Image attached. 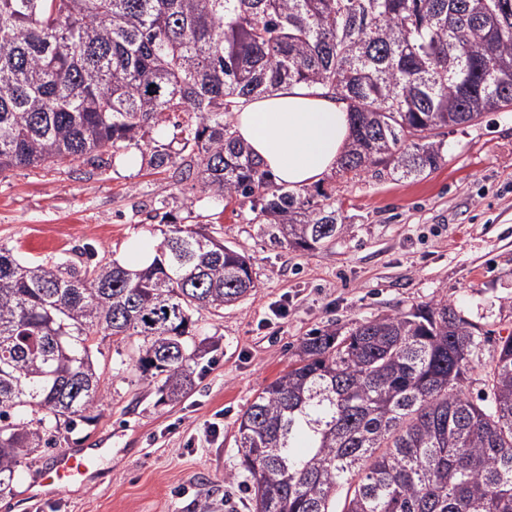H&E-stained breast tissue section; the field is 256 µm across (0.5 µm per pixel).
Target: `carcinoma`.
Returning <instances> with one entry per match:
<instances>
[{
  "label": "carcinoma",
  "instance_id": "carcinoma-1",
  "mask_svg": "<svg viewBox=\"0 0 512 512\" xmlns=\"http://www.w3.org/2000/svg\"><path fill=\"white\" fill-rule=\"evenodd\" d=\"M303 84L349 105L339 171L419 178L440 130L512 111V0H0V176L131 145L185 112L181 175L250 204L258 224L314 250L336 207L277 184L232 117ZM29 264L0 248V492L60 419H94L102 336L136 338V364L180 402L200 353L194 313L256 288L252 258L174 226L146 268ZM475 327L446 302L303 338L297 359L240 416L252 512H512V336L477 403Z\"/></svg>",
  "mask_w": 512,
  "mask_h": 512
}]
</instances>
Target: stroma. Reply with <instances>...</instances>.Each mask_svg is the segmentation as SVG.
I'll return each mask as SVG.
<instances>
[{
    "label": "stroma",
    "instance_id": "1",
    "mask_svg": "<svg viewBox=\"0 0 512 512\" xmlns=\"http://www.w3.org/2000/svg\"><path fill=\"white\" fill-rule=\"evenodd\" d=\"M186 116L167 112L150 136L173 162L123 167L80 159L0 176V248L31 263L120 258L125 244L156 247L170 224L201 227L253 259L258 286L233 307L197 314L204 354L190 393L161 402L136 367L133 344L104 340L97 361L105 400L98 417L60 430L51 448L22 456L0 512H251L247 472L238 470L236 420L318 331L445 301L477 325L480 360L473 399L489 398L484 370L499 339L512 336V112L445 129L444 162L402 179L387 171L334 174L304 187L336 201L339 230L312 251L274 242L249 208L226 209L197 179H181ZM167 220H160V213ZM108 450L97 471L65 492L38 474L67 448Z\"/></svg>",
    "mask_w": 512,
    "mask_h": 512
}]
</instances>
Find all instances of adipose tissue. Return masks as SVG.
I'll return each instance as SVG.
<instances>
[{"label":"adipose tissue","mask_w":512,"mask_h":512,"mask_svg":"<svg viewBox=\"0 0 512 512\" xmlns=\"http://www.w3.org/2000/svg\"><path fill=\"white\" fill-rule=\"evenodd\" d=\"M233 129L277 183L299 189L335 172L350 121L346 103L292 86L251 100Z\"/></svg>","instance_id":"ef3b65f1"}]
</instances>
